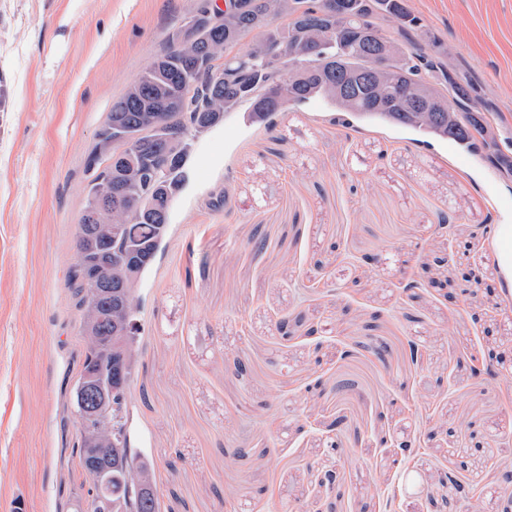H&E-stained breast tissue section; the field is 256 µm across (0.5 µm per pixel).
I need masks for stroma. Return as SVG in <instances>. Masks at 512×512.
Wrapping results in <instances>:
<instances>
[{"label":"stroma","instance_id":"1","mask_svg":"<svg viewBox=\"0 0 512 512\" xmlns=\"http://www.w3.org/2000/svg\"><path fill=\"white\" fill-rule=\"evenodd\" d=\"M197 4L0 0V512H75L89 481L68 286L87 156ZM407 5L495 158L321 99L195 140L138 288L128 431L159 512H459L461 483L504 510L512 266L489 241L512 225V0Z\"/></svg>","mask_w":512,"mask_h":512}]
</instances>
